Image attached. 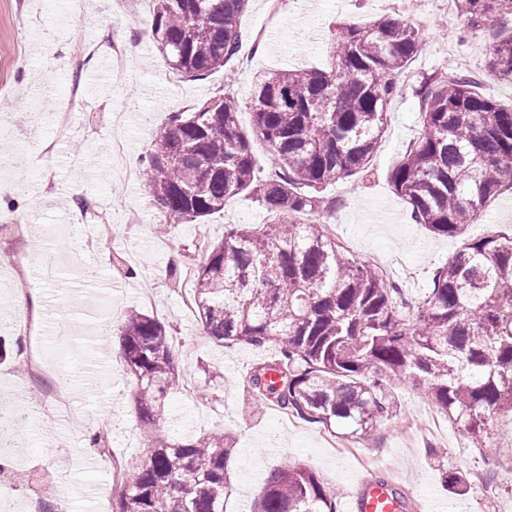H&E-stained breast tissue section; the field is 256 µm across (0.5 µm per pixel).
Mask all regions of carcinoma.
I'll return each mask as SVG.
<instances>
[{
	"mask_svg": "<svg viewBox=\"0 0 512 512\" xmlns=\"http://www.w3.org/2000/svg\"><path fill=\"white\" fill-rule=\"evenodd\" d=\"M248 0H152L147 20L169 72L201 80L239 52ZM463 35L496 14L487 67L512 79V0H454ZM418 28L399 18L341 28L327 71L260 75L251 130L229 91L172 112L141 161L154 205L172 223H194L252 195L265 224L232 225L196 248L193 297L203 333L225 345L273 349L252 367L256 396L324 429L364 440L393 417L389 386L426 390L479 453H497L491 422L512 412V234L466 235L487 203L512 190V105L487 96L467 73L413 87L419 135L388 171L413 221L463 238L415 304L377 267L349 253L320 222L336 209L326 188L371 171L387 106L421 51ZM269 151L258 174L254 144ZM301 217L317 221L301 224ZM120 350L134 382L137 417L161 422L178 383L164 322L130 311ZM148 452L112 501V512H226L235 451L222 430L175 440L155 431ZM455 493L476 490L461 473ZM250 512H338L336 490L305 464L271 471Z\"/></svg>",
	"mask_w": 512,
	"mask_h": 512,
	"instance_id": "carcinoma-1",
	"label": "carcinoma"
}]
</instances>
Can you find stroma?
Masks as SVG:
<instances>
[{"label":"stroma","mask_w":512,"mask_h":512,"mask_svg":"<svg viewBox=\"0 0 512 512\" xmlns=\"http://www.w3.org/2000/svg\"><path fill=\"white\" fill-rule=\"evenodd\" d=\"M443 2L305 0L298 7L287 0L280 23L257 52L253 32L263 19L266 0H249L240 21L238 56L207 79L182 82L165 69L144 25L149 13L139 0H94L82 11L70 0H0V125L17 140L9 154H0L8 179L0 187V201L10 198L18 203L13 212L0 205V288L8 278L9 257L20 251L37 253L51 247L66 269L60 283L46 282L33 272L28 275L50 317L45 333L31 337L39 367L14 402L37 405L48 389L62 384L76 396L67 419L39 418L29 425L21 476L0 474V512H13L50 489L57 492L54 503L60 512H100L101 499H115L110 469L88 468L89 460L100 457L88 438L101 422H108V448L126 469H133L144 454L134 384L122 356L110 350V337L95 330L102 307L91 305L75 276L87 266L99 268L114 283L115 322L137 309L169 325L180 376L193 379L195 389L189 393L177 387L167 403L162 430L172 439H195L216 429L232 436L235 452L229 475L234 491L228 512H248L268 473L287 463L311 465L335 488L342 504L362 481L383 475L410 492L408 512H438L444 504L451 505V512H512V456L479 455L470 438L451 425L427 435L406 430L407 420L423 421L434 410L424 388L395 383L396 416L351 448L331 447L319 424L299 418L286 423L278 407L255 406L246 374L265 358V351L226 346L203 336L194 311L183 306V286L175 276L185 272V257L199 236L218 240L225 225L266 223L265 210L251 197L240 196L204 223L169 224L153 206L143 182L126 180L120 170L110 169L108 161L111 134L125 140L127 165L140 166L169 113L188 110L226 88L246 104L253 93V72L327 69V42L340 27L382 17L409 20L421 31L423 46L406 72L402 95L389 105L385 132L372 160L374 174L364 182L329 187L327 193L338 205L327 220L352 254L380 267L405 288L410 300H417L428 288L434 268L447 261L460 241L432 235L416 224L387 180L390 167L419 129L412 87L421 77L453 72L455 59L462 58L468 71L480 73L488 95L512 104V80L485 70L497 19L489 18L481 33L464 40L462 20ZM107 35L132 44L136 52L126 59L125 80L99 86L92 82L94 65L73 69L71 57L78 44ZM75 82L91 106L73 115L71 135L60 141L56 115ZM48 169L55 181L50 192L43 186ZM77 179L85 192L100 200L106 228L89 233L81 225L61 223L62 214L77 211L66 196ZM130 208L146 211L147 223H128ZM15 213L39 224H59L60 233L48 243L32 231L15 237L5 228ZM117 256L133 269V276L115 275L112 261ZM94 362L102 370L93 383L87 368ZM458 470L473 481L496 482L495 501L448 489V473Z\"/></svg>","instance_id":"stroma-1"}]
</instances>
